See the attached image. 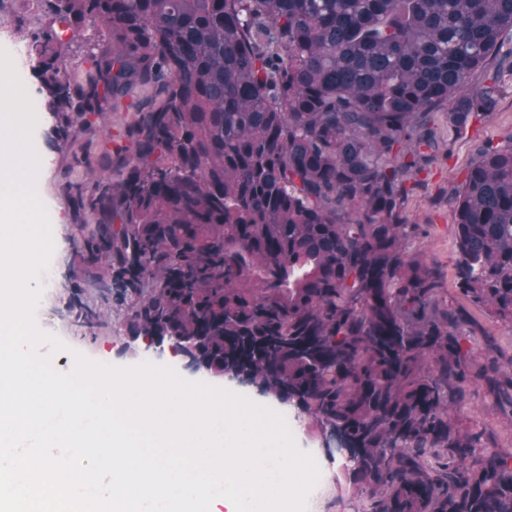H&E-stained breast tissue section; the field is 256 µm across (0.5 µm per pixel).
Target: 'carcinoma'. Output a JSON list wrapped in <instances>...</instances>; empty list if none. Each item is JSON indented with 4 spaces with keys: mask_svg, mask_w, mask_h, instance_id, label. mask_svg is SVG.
Returning a JSON list of instances; mask_svg holds the SVG:
<instances>
[{
    "mask_svg": "<svg viewBox=\"0 0 512 512\" xmlns=\"http://www.w3.org/2000/svg\"><path fill=\"white\" fill-rule=\"evenodd\" d=\"M41 2L112 38L78 80L54 26L32 36L57 140L146 93L102 156L119 177L64 184L72 322L298 410L363 512H512V449L464 423L474 385L512 413V358L470 348L474 310L512 329V145L476 144L448 195L465 303L403 213L440 145L495 111L512 0Z\"/></svg>",
    "mask_w": 512,
    "mask_h": 512,
    "instance_id": "carcinoma-1",
    "label": "carcinoma"
}]
</instances>
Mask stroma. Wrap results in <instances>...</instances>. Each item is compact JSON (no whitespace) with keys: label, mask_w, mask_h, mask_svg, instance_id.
<instances>
[{"label":"stroma","mask_w":512,"mask_h":512,"mask_svg":"<svg viewBox=\"0 0 512 512\" xmlns=\"http://www.w3.org/2000/svg\"><path fill=\"white\" fill-rule=\"evenodd\" d=\"M0 13L6 14L9 19L8 25L0 28V44L16 38L30 40L47 24L36 0H0ZM36 119L32 141L44 161L37 191L48 211L57 248L50 259L55 275L54 284L42 290L34 321L42 333L60 342V349L53 353L54 359L65 367L75 365L80 355L96 363L122 368L150 361L174 367L183 377L197 380V373L186 368L183 360L167 354L131 355L125 350L127 337L123 332L81 329L65 314L62 299L66 297L71 284L73 260L79 241L72 231L76 218L63 185L70 180L88 186L93 178L86 175L83 168L74 166L72 151L67 145L54 140L48 116L41 112ZM486 138L503 145L512 142L511 82L504 86L497 110L489 119L469 127L452 150L437 152L433 163L420 175L405 204L408 223L425 225L428 230L419 249L441 269L445 294L450 299L456 297L457 292L453 285L456 249L448 194L463 181L475 143ZM466 421L491 432L499 447L512 448V415L495 410L483 391L473 394ZM295 433L300 448L311 453L325 473L319 493L306 500V512H359L361 503L337 464L326 457L320 434L304 418L297 420Z\"/></svg>","instance_id":"stroma-1"}]
</instances>
